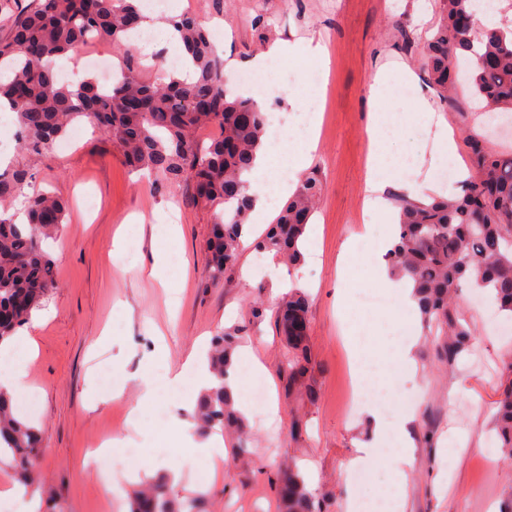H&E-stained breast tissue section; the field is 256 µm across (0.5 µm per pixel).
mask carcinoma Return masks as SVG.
<instances>
[{
  "mask_svg": "<svg viewBox=\"0 0 512 512\" xmlns=\"http://www.w3.org/2000/svg\"><path fill=\"white\" fill-rule=\"evenodd\" d=\"M440 23L421 49L429 83L443 101L454 105L468 90L478 110L489 118L512 113V31L478 24L462 27L460 17L474 12L473 0H439ZM143 19L140 0H36L13 19V37L0 42V65L9 69L0 81V99L14 112L22 149L35 154L51 150L72 122L85 118L112 135L125 162L152 184L176 187L188 181L200 207L221 208L204 246L208 270L219 283L244 249L243 228L252 209L249 194L256 153L267 132L268 116L251 97L233 94L224 79L217 54L202 21L183 13L169 19L179 34L183 63L195 78L185 82L170 74L151 82L144 65L128 43ZM90 41L112 45L122 77L108 89L88 80L74 88L57 80L51 62ZM491 62L476 66L470 81L460 80L461 62L471 58ZM212 126L219 135L209 145L196 132ZM470 175L461 191L434 196L428 202L406 195L394 198L398 234L386 254L392 274L412 283L423 328L434 337V354L448 366L474 336L469 321L457 310L464 288L486 289L503 311L512 313V148L493 151L478 136L465 133ZM24 170L0 173V344L11 339L55 285L52 260L41 239L55 235L65 221V205L49 193L31 196L26 224L15 223L5 203L23 188ZM322 182L311 172L273 224L251 247L273 253L290 265L303 259L299 243L315 212ZM309 296L293 289L276 312V323L288 347L282 374L288 390L306 380L309 334L294 321L306 318ZM247 335L240 326L215 339L207 363L216 385L199 398L192 415L200 434L216 429L238 435L237 454L250 458L254 448L245 422L234 407L227 378L233 370L235 337ZM505 376L495 401L493 427L496 447L512 458V354L502 360ZM39 429L17 418L10 398L0 389V457L8 461L15 481L38 488L36 462ZM280 512H312V494L304 478L289 464L277 473ZM210 492L199 489L174 497L163 474L130 497L129 512H207Z\"/></svg>",
  "mask_w": 512,
  "mask_h": 512,
  "instance_id": "1",
  "label": "carcinoma"
}]
</instances>
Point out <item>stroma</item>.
Listing matches in <instances>:
<instances>
[{
  "mask_svg": "<svg viewBox=\"0 0 512 512\" xmlns=\"http://www.w3.org/2000/svg\"><path fill=\"white\" fill-rule=\"evenodd\" d=\"M413 2L171 0L166 11L170 17L192 12L222 21L227 61L250 60L279 39L314 41L328 50L321 93L294 100L308 63L296 57L268 87L264 102L266 112L279 118L302 112L322 115L312 167L323 180V192L307 229L319 247L305 249L296 272L308 282L311 295V371L303 392L289 391L280 375L286 343L271 312L268 286L279 259L243 250L238 267L212 283L204 244L215 213L193 206L185 188H152L140 182L111 138L86 122L80 138L59 139L43 156L21 149L16 124L0 128V136L12 141L7 151L10 169L32 175L25 196L51 191L68 205L58 240L48 250L56 286L33 313L39 326L29 330L36 350L26 370L39 394L38 405L31 410L26 398L15 401L19 416L42 430L38 470L64 512H129L134 484L165 460L182 474L175 494L198 489L206 481V460L180 455L169 446V421L182 414L170 395L159 394L155 401L166 409V418L148 420L140 433L129 426L128 408L137 399L132 379L146 370L160 377L180 368L191 349L207 353L213 336L233 324H249L257 302L265 315L251 326L246 343L274 377L279 411L251 406L248 429L255 456L250 462L238 460L236 437L224 436V475L208 481L210 512H279L275 479L285 460L315 469L314 512H349L351 493L365 499L397 480L389 458L402 444L392 431L379 448L378 460L368 467V479L357 483L348 477L347 467L369 442L372 426L360 412L343 413L352 373L337 301L341 294L377 287L375 271L385 264L384 254L370 252L361 238L373 221L365 208L366 127L372 80L380 67L397 66L378 107L403 127L398 137L386 141V153L421 161L423 175H437L429 164L432 150L412 117L411 99L393 93L405 82L404 69L424 77L420 50L439 22L435 11L425 20L417 16ZM170 224L180 225L178 239L168 238ZM120 227L126 241L117 248L113 239ZM159 250L169 254L172 278L188 276L173 311L164 288L149 277ZM247 267L253 271L248 279L243 276ZM458 309L473 324L475 336L451 369L434 360L419 317L398 311L396 327L416 340L412 374L396 358L382 356L376 339L391 335L396 327L380 322L379 310L356 305L350 314L359 335L374 338L364 354L376 370L369 391L394 402L396 410L387 414V421L395 422L410 410L415 413L414 462L405 475L406 495L393 512H499L512 494V462L499 450H479L490 438L503 382L501 358L512 352V316L497 312L490 297L467 289ZM117 389L121 398H112ZM105 435L129 436L130 447L139 452L132 475L118 486L102 481L90 455Z\"/></svg>",
  "mask_w": 512,
  "mask_h": 512,
  "instance_id": "35a3bbf8",
  "label": "stroma"
}]
</instances>
